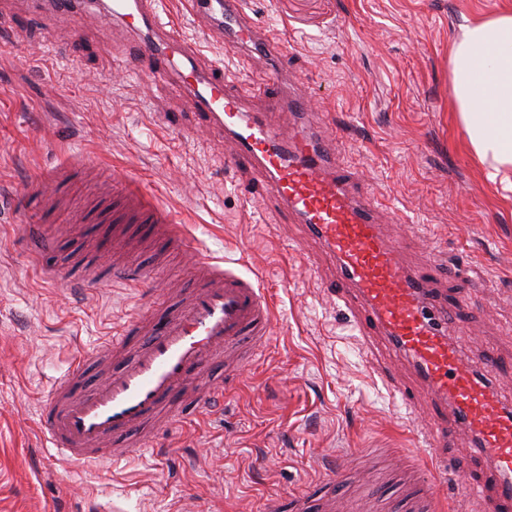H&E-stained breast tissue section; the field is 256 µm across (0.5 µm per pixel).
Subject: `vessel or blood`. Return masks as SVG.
I'll list each match as a JSON object with an SVG mask.
<instances>
[{"label":"vessel or blood","instance_id":"b4317fda","mask_svg":"<svg viewBox=\"0 0 512 512\" xmlns=\"http://www.w3.org/2000/svg\"><path fill=\"white\" fill-rule=\"evenodd\" d=\"M191 3L211 39L243 63L266 61L251 92L163 23L157 0H110L99 18L132 35L127 59L134 71L153 81L176 80L193 98L201 123L234 141L225 162L254 175V196L274 203L333 258L338 275L329 292L351 313L371 355L405 359L431 391L423 427L430 464L425 475L409 479L408 512H438L448 439L461 428L474 437L495 481L489 489L481 475H471L459 489L458 512L472 504L482 512H512V408L488 381L498 367L494 355L486 354L481 374L465 364L448 337L451 315L433 307L424 272L399 262L400 245L382 235L375 202L352 191L356 170L321 137V130L335 128L328 112L313 105L304 83L284 78L281 41L247 20L244 0ZM46 6L78 22L88 13L83 0H47ZM282 112L293 118L285 130L275 121ZM134 224L152 225L168 250L190 248L171 213L133 177L113 170V243H131ZM194 270L182 305L157 317L138 313L108 339L105 353L122 359L120 368L86 387L85 370L96 361L86 353L52 384L39 421L59 455L76 464H118L129 459L138 430L150 425L160 432L201 416L241 384V368L265 345L276 311L255 277L202 257ZM218 361L224 364L220 385L203 375Z\"/></svg>","mask_w":512,"mask_h":512}]
</instances>
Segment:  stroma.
Returning <instances> with one entry per match:
<instances>
[{
  "instance_id": "35a3bbf8",
  "label": "stroma",
  "mask_w": 512,
  "mask_h": 512,
  "mask_svg": "<svg viewBox=\"0 0 512 512\" xmlns=\"http://www.w3.org/2000/svg\"><path fill=\"white\" fill-rule=\"evenodd\" d=\"M159 9L199 42L206 59L240 69L223 44L204 39L184 0ZM32 0H0L13 32H0V512H263L266 500L309 494L323 467H365L391 512H404L393 470L419 439L415 421L430 395L405 361L386 367L363 348L326 285L336 264L299 235L278 208L246 194L230 169L233 144L200 127L191 96L130 69L118 26L76 33L70 17L34 14ZM512 9V0H246L257 25L273 24L291 75L333 113L338 149L379 205L384 235L407 242L404 261L437 257L429 286L456 303L465 329L455 342L472 367L493 350L491 382L512 401V191L490 182L460 127L451 92V43L461 26ZM178 118L169 132L164 116ZM73 169L58 195L76 211L48 207L41 170ZM136 176L172 210L191 253L159 261L146 246L130 268L143 288L116 280L72 287L74 262L99 257L112 236V201L88 168ZM57 230L34 262L27 225ZM203 256L257 276L278 316L246 365L245 387L211 412L160 436L165 454L134 449L112 470L59 460L39 429L40 398L79 354L144 307L167 304L165 278H188ZM164 272H157L158 263ZM411 385L412 408L382 384ZM467 431L448 443L456 488L484 464Z\"/></svg>"
}]
</instances>
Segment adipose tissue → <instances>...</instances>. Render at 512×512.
I'll return each mask as SVG.
<instances>
[{"label": "adipose tissue", "mask_w": 512, "mask_h": 512, "mask_svg": "<svg viewBox=\"0 0 512 512\" xmlns=\"http://www.w3.org/2000/svg\"><path fill=\"white\" fill-rule=\"evenodd\" d=\"M458 120L490 180L512 189V12L462 27L450 48Z\"/></svg>", "instance_id": "obj_1"}]
</instances>
